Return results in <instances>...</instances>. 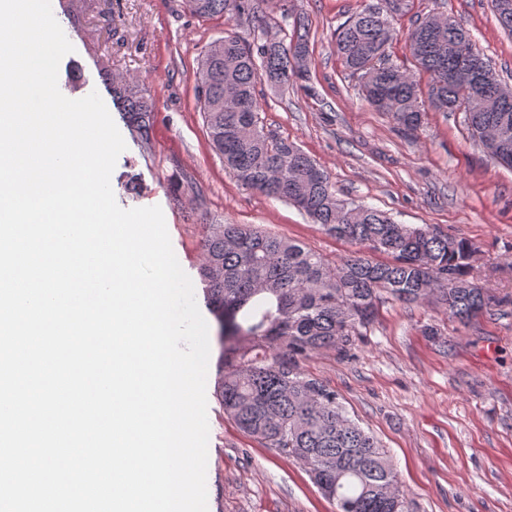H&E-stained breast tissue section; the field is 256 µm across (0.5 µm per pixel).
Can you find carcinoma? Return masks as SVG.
Wrapping results in <instances>:
<instances>
[{
    "mask_svg": "<svg viewBox=\"0 0 512 512\" xmlns=\"http://www.w3.org/2000/svg\"><path fill=\"white\" fill-rule=\"evenodd\" d=\"M389 13L367 3L336 29V53L347 76L379 112L414 130L425 111L416 75L392 59L393 22L412 10ZM512 35V0H491ZM189 12L244 20L249 39L231 33L203 50L196 71L200 112L214 150L247 187L283 199L326 233L359 250L337 264L291 239L242 224H207L199 279L205 303L224 323L223 378L217 390L224 413L248 435L281 448L305 465L339 512H408L397 473L374 437L352 420L335 391L299 369L323 349L346 351L376 313L386 293L403 303L431 295L466 324L491 311L496 299L471 288L468 255L476 245L427 225L400 224L386 212L340 199L328 172L259 120L258 84L285 88L308 78L298 53L309 54L308 19L292 32L268 35L256 0H185ZM407 47L429 76L428 101L458 112L489 156L512 169V92L477 49L470 31L444 14L410 18ZM102 81L129 130L150 138L155 102L139 82L103 69ZM386 253L388 263L371 253Z\"/></svg>",
    "mask_w": 512,
    "mask_h": 512,
    "instance_id": "cac0c4a2",
    "label": "carcinoma"
}]
</instances>
